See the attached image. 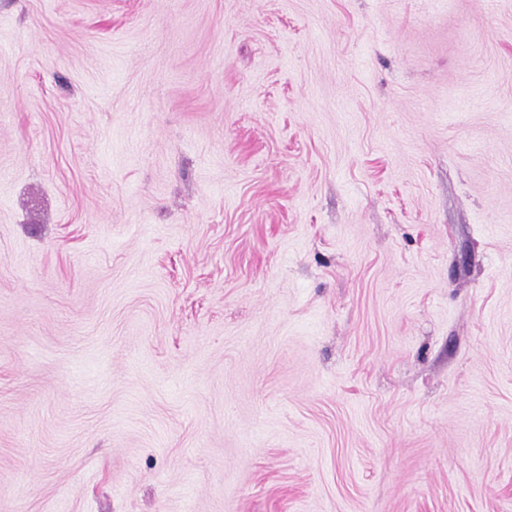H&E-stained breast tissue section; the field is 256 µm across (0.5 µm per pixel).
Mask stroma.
I'll list each match as a JSON object with an SVG mask.
<instances>
[{"label":"stroma","mask_w":512,"mask_h":512,"mask_svg":"<svg viewBox=\"0 0 512 512\" xmlns=\"http://www.w3.org/2000/svg\"><path fill=\"white\" fill-rule=\"evenodd\" d=\"M0 512H512V0H0Z\"/></svg>","instance_id":"stroma-1"}]
</instances>
